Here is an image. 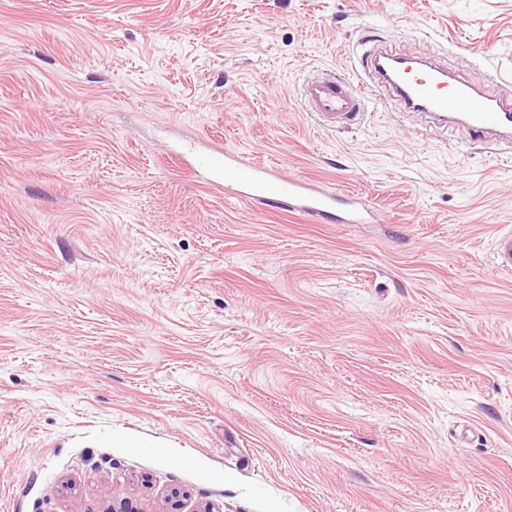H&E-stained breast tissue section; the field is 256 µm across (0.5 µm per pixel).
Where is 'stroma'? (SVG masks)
I'll list each match as a JSON object with an SVG mask.
<instances>
[{
	"label": "stroma",
	"mask_w": 512,
	"mask_h": 512,
	"mask_svg": "<svg viewBox=\"0 0 512 512\" xmlns=\"http://www.w3.org/2000/svg\"><path fill=\"white\" fill-rule=\"evenodd\" d=\"M380 41L512 95V0H0V512H512V148L321 126ZM216 142L377 221L216 194ZM366 91L364 85L354 86L326 78L312 80L304 89L311 112L331 126L348 123L358 112H362L367 98Z\"/></svg>",
	"instance_id": "stroma-1"
}]
</instances>
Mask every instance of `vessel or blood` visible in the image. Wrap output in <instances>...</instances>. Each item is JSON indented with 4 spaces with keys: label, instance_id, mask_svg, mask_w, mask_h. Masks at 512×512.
I'll return each instance as SVG.
<instances>
[{
    "label": "vessel or blood",
    "instance_id": "obj_1",
    "mask_svg": "<svg viewBox=\"0 0 512 512\" xmlns=\"http://www.w3.org/2000/svg\"><path fill=\"white\" fill-rule=\"evenodd\" d=\"M398 57L396 50L383 47L372 61L375 76L396 101L470 139L512 146V99L448 76L433 63L419 69L384 70L386 61ZM304 93L311 112L332 126L351 121L367 98L365 86L326 78L307 83ZM197 163L213 175L214 188L255 207L274 204L317 222L329 218L339 224H369L375 220L357 196L338 192L321 181L288 175L275 165L246 158L232 149H210Z\"/></svg>",
    "mask_w": 512,
    "mask_h": 512
}]
</instances>
